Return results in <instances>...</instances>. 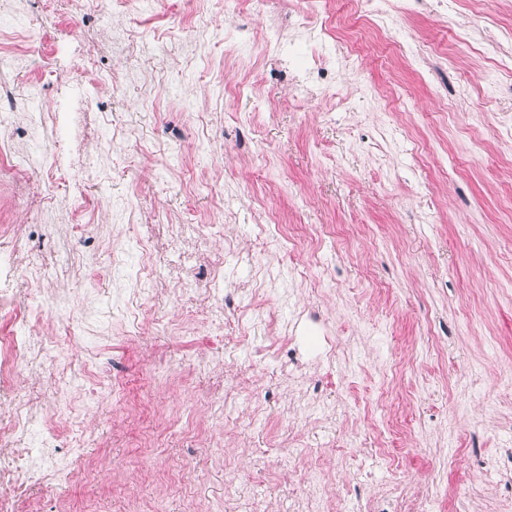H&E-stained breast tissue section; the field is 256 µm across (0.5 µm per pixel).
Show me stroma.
Wrapping results in <instances>:
<instances>
[{
    "label": "stroma",
    "instance_id": "35a3bbf8",
    "mask_svg": "<svg viewBox=\"0 0 512 512\" xmlns=\"http://www.w3.org/2000/svg\"><path fill=\"white\" fill-rule=\"evenodd\" d=\"M87 12L57 10L25 22L0 13V37L28 35L31 67L15 74L24 107H50L52 89L28 98L44 49L70 54L97 26ZM384 0H319L313 25L334 38L305 44L289 21L307 0H131L129 54L95 57L90 76L107 86L91 136L111 142L85 200L94 229L75 253L112 265L128 252L129 280L145 277L142 224L101 213L134 200L150 221L220 224L248 252L227 254L225 286L265 323L237 328L224 384L236 421L215 447L204 396L214 379L188 360L210 343L203 298L146 306L147 330L123 336L121 295H96L74 367L103 346L125 390L104 409L101 436L85 456L93 480H69L24 501L23 512L64 502L68 512L141 506L237 512L236 488L268 506L286 497L352 499L355 489L398 500L420 496L430 512H512V0H455L447 13L410 0L388 38L366 26ZM278 51L257 60L266 30ZM237 38L221 67L211 32ZM425 46V72L401 52ZM335 56L336 86L297 96L290 87L311 54ZM44 184L0 182V226L25 224L39 252L56 216L40 211ZM295 332L288 365L259 359L256 344ZM151 428L160 448L140 445ZM293 438V456L277 447ZM269 449L265 467L252 459ZM397 461L381 463L383 449Z\"/></svg>",
    "mask_w": 512,
    "mask_h": 512
}]
</instances>
